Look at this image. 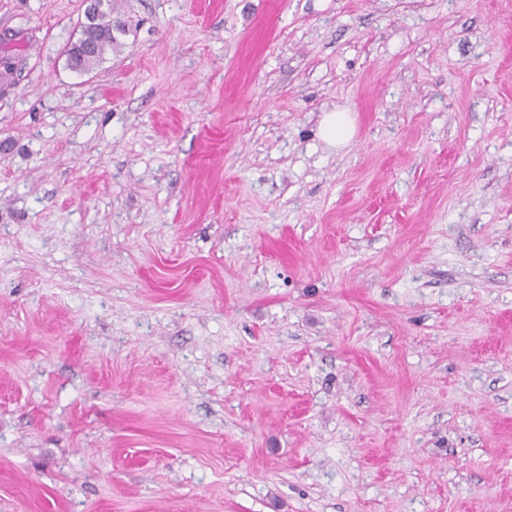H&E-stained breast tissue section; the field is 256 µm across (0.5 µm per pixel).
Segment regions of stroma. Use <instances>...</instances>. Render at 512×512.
I'll list each match as a JSON object with an SVG mask.
<instances>
[{
  "instance_id": "obj_1",
  "label": "stroma",
  "mask_w": 512,
  "mask_h": 512,
  "mask_svg": "<svg viewBox=\"0 0 512 512\" xmlns=\"http://www.w3.org/2000/svg\"><path fill=\"white\" fill-rule=\"evenodd\" d=\"M114 7L0 0V512H512V0ZM84 21L79 24L80 28L93 26L97 17L106 7V0H86ZM114 1L110 0L106 10L99 16L94 26L86 33V37L92 39L95 48L92 52L81 55L77 59V66L86 71L99 63L105 54L117 44L114 31H121L123 25L120 21L114 20ZM321 129L329 144L343 146L353 136V118L350 112H327L322 117Z\"/></svg>"
}]
</instances>
